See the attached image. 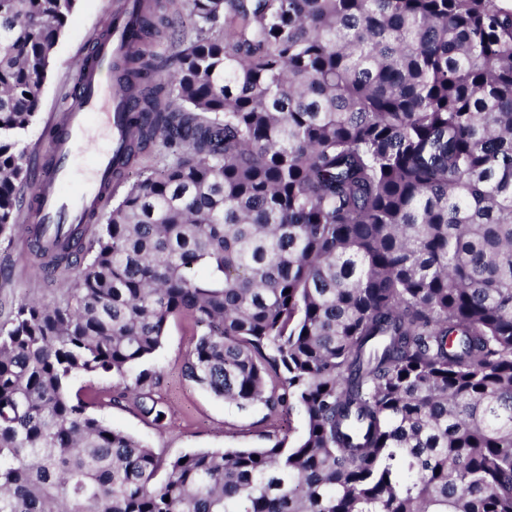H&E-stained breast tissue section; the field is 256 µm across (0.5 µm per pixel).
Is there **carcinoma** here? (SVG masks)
Masks as SVG:
<instances>
[{"label": "carcinoma", "instance_id": "obj_1", "mask_svg": "<svg viewBox=\"0 0 512 512\" xmlns=\"http://www.w3.org/2000/svg\"><path fill=\"white\" fill-rule=\"evenodd\" d=\"M78 0H0V236ZM141 33L160 0H134ZM174 71L131 51L124 172L94 240L59 224L70 298L0 328V512H512V8L500 0H189ZM186 379L301 408L293 447L170 461L72 397L145 367L170 319ZM282 383L283 392L268 390Z\"/></svg>", "mask_w": 512, "mask_h": 512}]
</instances>
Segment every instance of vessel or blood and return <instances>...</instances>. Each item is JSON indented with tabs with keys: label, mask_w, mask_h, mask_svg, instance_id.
<instances>
[{
	"label": "vessel or blood",
	"mask_w": 512,
	"mask_h": 512,
	"mask_svg": "<svg viewBox=\"0 0 512 512\" xmlns=\"http://www.w3.org/2000/svg\"><path fill=\"white\" fill-rule=\"evenodd\" d=\"M134 46L131 30L120 22L81 63L78 92L58 120L60 132L49 146L51 166L36 187L31 233L49 236L56 225L88 223L115 187L112 169L127 106L112 83V60Z\"/></svg>",
	"instance_id": "vessel-or-blood-1"
}]
</instances>
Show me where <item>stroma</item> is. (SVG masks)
Returning a JSON list of instances; mask_svg holds the SVG:
<instances>
[{
	"mask_svg": "<svg viewBox=\"0 0 512 512\" xmlns=\"http://www.w3.org/2000/svg\"><path fill=\"white\" fill-rule=\"evenodd\" d=\"M115 2L79 0L66 25L43 85L40 110L24 135L31 166H38L48 144L52 115L75 86L79 57L105 31ZM166 15L168 25L148 39L144 48L153 61L171 69L178 52L194 40L196 26L187 0H171ZM32 204L33 192L25 190L15 234L0 237V327L9 325L21 304L54 305L66 300L68 285L77 274L73 268L46 273L33 265L24 229ZM195 340L196 327L190 319L171 321L161 347L148 363L161 375L152 396L166 413L163 423H155L131 399H119L120 389L110 376H81L72 389L88 402L90 413L168 458L201 449L265 448L280 441L291 447L303 437L306 418L301 409L275 417L261 405L241 411L185 379L182 367Z\"/></svg>",
	"mask_w": 512,
	"mask_h": 512,
	"instance_id": "obj_1",
	"label": "stroma"
}]
</instances>
